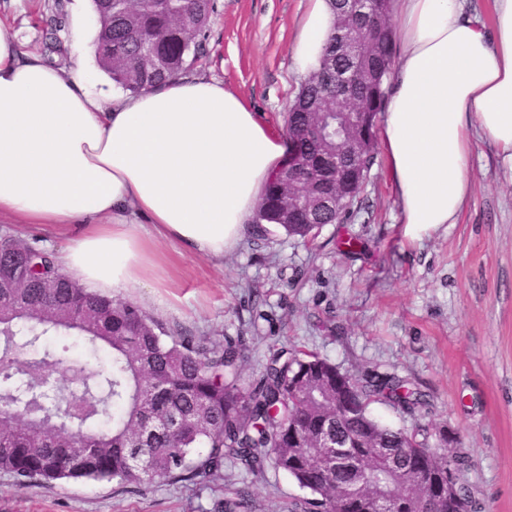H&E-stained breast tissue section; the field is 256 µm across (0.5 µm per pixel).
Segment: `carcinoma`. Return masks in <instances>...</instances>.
Returning a JSON list of instances; mask_svg holds the SVG:
<instances>
[{
  "label": "carcinoma",
  "mask_w": 512,
  "mask_h": 512,
  "mask_svg": "<svg viewBox=\"0 0 512 512\" xmlns=\"http://www.w3.org/2000/svg\"><path fill=\"white\" fill-rule=\"evenodd\" d=\"M99 27L94 41L99 67L113 84L137 94L179 75L203 51V35L214 0H93ZM379 20L351 19L362 40L363 62L357 82L344 85L351 67L333 28L319 69L305 81L286 117L290 164L269 179L254 223L275 224L303 241L322 224L347 219L329 210L317 224L306 214L288 212L284 198L359 196L375 159V135L359 162L336 153V125L344 112L382 111L384 81L393 70L392 13L382 5ZM0 324L28 343L42 337L75 333L110 351V370L84 380L95 395L93 409L112 411L104 429L63 426L46 413L28 418L0 412V471L15 485L29 480L89 479L114 481L141 489L165 480L188 485L215 484L231 466L258 476L271 470L292 477L308 496L290 512H336V503L354 493L366 498L387 489L397 512H414L411 479L376 452L387 448L408 465L433 475L437 491L453 482L457 495L447 512H480L462 477L469 466L459 449L433 448L428 433L414 426L394 429L369 411L384 401L408 416L428 405L426 395L392 375L369 373L352 380L318 355L296 349L272 355L257 378L245 381V347L228 338L169 334L131 301L102 296L63 276L53 252L35 242L5 236L0 248ZM67 381L50 374L41 380L35 364L0 358V394L23 401L30 384L56 393V404L71 409L85 404ZM347 445L369 481L336 469L325 441ZM251 494L243 486L214 502L213 512H249Z\"/></svg>",
  "instance_id": "carcinoma-1"
}]
</instances>
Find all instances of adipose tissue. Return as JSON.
<instances>
[{
	"label": "adipose tissue",
	"instance_id": "obj_1",
	"mask_svg": "<svg viewBox=\"0 0 512 512\" xmlns=\"http://www.w3.org/2000/svg\"><path fill=\"white\" fill-rule=\"evenodd\" d=\"M334 23L313 0L296 45L319 68ZM379 137L405 234L457 223L475 140L512 169V0L491 22L465 0H398ZM287 146L222 83L181 75L137 94L90 91L0 20V220L82 225L61 269L108 295L171 285L157 239L214 259L242 238Z\"/></svg>",
	"mask_w": 512,
	"mask_h": 512
}]
</instances>
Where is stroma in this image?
Wrapping results in <instances>:
<instances>
[{
	"mask_svg": "<svg viewBox=\"0 0 512 512\" xmlns=\"http://www.w3.org/2000/svg\"><path fill=\"white\" fill-rule=\"evenodd\" d=\"M311 0H216L206 52L194 73L223 83L276 133L305 80L294 49ZM0 18L25 50L70 72L85 63L90 89L103 79L92 44L75 27L95 20L84 0H0ZM473 190L459 220L418 239L404 234L384 153H377L354 215L325 224L308 244L268 227L247 230L223 259L175 254L173 285L126 298L173 334L244 337L245 373L270 353L296 347L358 378L378 372L413 382L429 404L416 416L382 403L372 415L394 428H427L465 449L464 479L485 512H512V171L476 141ZM80 225L58 231L2 224L9 233L61 249ZM248 485L252 512H289L305 490L285 474L242 477L210 488L160 481L137 492L115 482L32 480L16 488L0 472V512H209L225 488Z\"/></svg>",
	"mask_w": 512,
	"mask_h": 512,
	"instance_id": "35a3bbf8",
	"label": "stroma"
}]
</instances>
